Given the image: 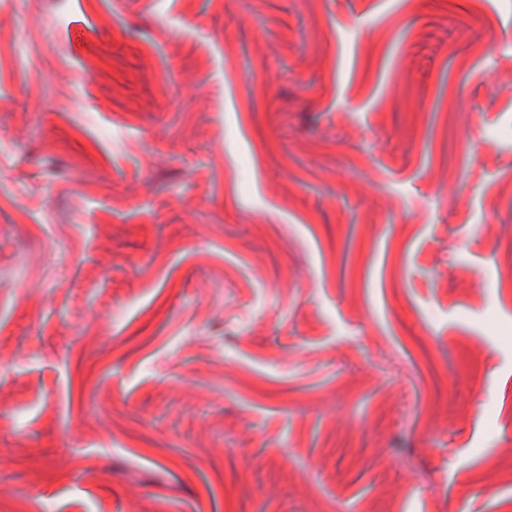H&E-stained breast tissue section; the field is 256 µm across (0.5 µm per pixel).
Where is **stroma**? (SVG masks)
<instances>
[{"instance_id": "obj_1", "label": "stroma", "mask_w": 512, "mask_h": 512, "mask_svg": "<svg viewBox=\"0 0 512 512\" xmlns=\"http://www.w3.org/2000/svg\"><path fill=\"white\" fill-rule=\"evenodd\" d=\"M509 235L512 0H0V512H512Z\"/></svg>"}]
</instances>
